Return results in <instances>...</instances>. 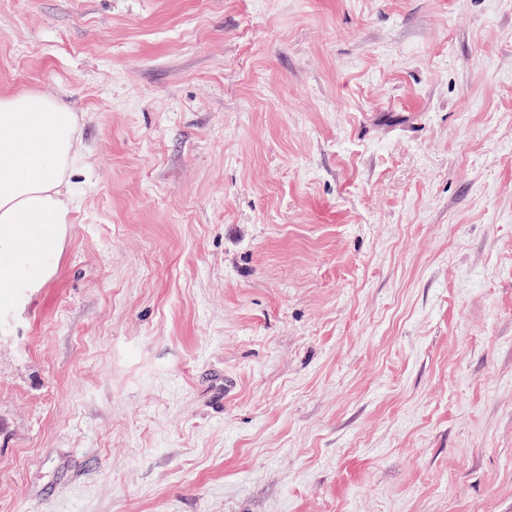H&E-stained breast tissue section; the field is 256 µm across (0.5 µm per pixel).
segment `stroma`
Instances as JSON below:
<instances>
[{
  "mask_svg": "<svg viewBox=\"0 0 512 512\" xmlns=\"http://www.w3.org/2000/svg\"><path fill=\"white\" fill-rule=\"evenodd\" d=\"M22 90L0 512H512V0H0ZM77 135L63 102L28 91L0 96V288H34L50 275L49 249L74 208ZM41 269L38 279L24 272Z\"/></svg>",
  "mask_w": 512,
  "mask_h": 512,
  "instance_id": "35a3bbf8",
  "label": "stroma"
}]
</instances>
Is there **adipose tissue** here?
Segmentation results:
<instances>
[{
  "label": "adipose tissue",
  "instance_id": "1",
  "mask_svg": "<svg viewBox=\"0 0 512 512\" xmlns=\"http://www.w3.org/2000/svg\"><path fill=\"white\" fill-rule=\"evenodd\" d=\"M78 118L63 102L22 91L0 96V288H32L74 208L69 178Z\"/></svg>",
  "mask_w": 512,
  "mask_h": 512
}]
</instances>
